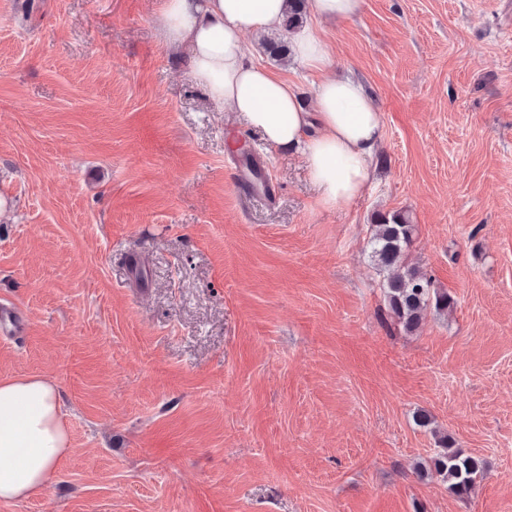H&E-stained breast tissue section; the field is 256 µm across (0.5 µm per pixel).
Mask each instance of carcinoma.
<instances>
[{"label":"carcinoma","instance_id":"carcinoma-1","mask_svg":"<svg viewBox=\"0 0 512 512\" xmlns=\"http://www.w3.org/2000/svg\"><path fill=\"white\" fill-rule=\"evenodd\" d=\"M287 2L283 25L290 30L302 19L304 0ZM414 232L415 225L409 216L396 212L376 222L369 241L371 261L383 275L382 287L389 313L407 332L419 329L428 309L444 312L454 304L451 295L435 287L432 278L419 266L406 262L404 255L408 253ZM438 444L440 451L422 466V470L435 471L451 494L467 497L477 481L484 477L483 461L454 447L447 436L440 437Z\"/></svg>","mask_w":512,"mask_h":512}]
</instances>
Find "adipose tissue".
Masks as SVG:
<instances>
[{
  "label": "adipose tissue",
  "mask_w": 512,
  "mask_h": 512,
  "mask_svg": "<svg viewBox=\"0 0 512 512\" xmlns=\"http://www.w3.org/2000/svg\"><path fill=\"white\" fill-rule=\"evenodd\" d=\"M286 0H163L155 25L163 45L188 48L193 76L213 102L230 105L269 146L304 157L326 208L365 188L383 134L382 114L356 80L316 84L312 108L299 86L251 59L242 35L279 26ZM296 60L317 71L331 63L316 27L291 37ZM55 384L42 376L0 381V502L38 497L68 454Z\"/></svg>",
  "instance_id": "adipose-tissue-1"
}]
</instances>
